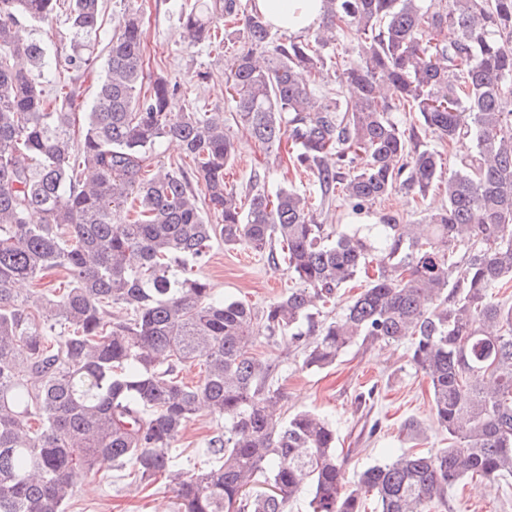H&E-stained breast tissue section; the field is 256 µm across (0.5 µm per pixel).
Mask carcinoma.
Returning <instances> with one entry per match:
<instances>
[{"instance_id":"carcinoma-1","label":"carcinoma","mask_w":512,"mask_h":512,"mask_svg":"<svg viewBox=\"0 0 512 512\" xmlns=\"http://www.w3.org/2000/svg\"><path fill=\"white\" fill-rule=\"evenodd\" d=\"M251 2L185 3L181 37L223 55L221 24L242 19L226 68L235 123L265 150L288 145L308 194L243 196L224 180V113L175 112L179 84H143L138 12L118 17L78 112L99 0H0V512H65L73 473L104 459L141 484L169 478L179 512H288L304 493L307 512H366L370 497L378 512H433L466 478L512 477V301L498 293L512 282V0H322L316 29L275 42ZM59 11L70 53L47 95L50 45L14 27ZM338 33L348 60L327 52ZM330 66L348 98L316 94ZM397 111L440 147L412 143ZM168 138L191 171L160 159ZM338 188L353 213L397 190L444 203L364 232L318 221ZM216 239L268 253L294 287L261 310L215 295L202 268ZM51 272L63 280L42 287ZM260 336L307 369L360 339L408 343L448 447L403 449L347 480L325 417H283ZM195 365L199 381H183ZM203 406L224 418L215 461L178 471L172 448Z\"/></svg>"}]
</instances>
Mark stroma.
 <instances>
[{
	"label": "stroma",
	"instance_id": "obj_1",
	"mask_svg": "<svg viewBox=\"0 0 512 512\" xmlns=\"http://www.w3.org/2000/svg\"><path fill=\"white\" fill-rule=\"evenodd\" d=\"M180 4L181 0H105L101 37H111L115 20L123 10L139 11L145 32L146 81L161 76L186 87V96L174 101L176 108L215 109L231 114L235 106L225 88V61L209 53L206 46H190L180 38ZM198 70L208 74L200 85L193 79ZM230 132L236 156L226 179L237 190H244L255 175L270 190L283 183L302 192L313 190L312 177L293 171L286 153L265 152L239 126H231ZM363 215L370 220L389 216L403 223H416L424 211L411 196L397 192L365 205ZM210 254L202 273L217 296L259 309L285 295L291 285L286 271L274 267L267 254L230 249L220 241L214 242ZM255 352L280 363L277 383L284 397L285 414L311 410L331 421L347 476H356L380 463L389 452L406 447L404 427L411 423L422 432L421 439L414 443L416 450L434 451L448 445L447 434L437 429L432 418L429 382L410 363L406 344L359 343L345 350L335 365L326 369L303 368L300 356L262 338L257 339ZM367 392L373 393V401L361 403L360 395ZM375 422L381 429L373 435L369 428ZM222 426L218 416L201 413L172 450L177 468L186 470L207 461L206 442ZM73 485L74 494L65 512H154L159 503L168 512H177L168 479L132 485L110 462L100 464L94 476L76 473ZM436 512H512V478L491 485L481 480L466 482L453 490L447 504Z\"/></svg>",
	"mask_w": 512,
	"mask_h": 512
}]
</instances>
